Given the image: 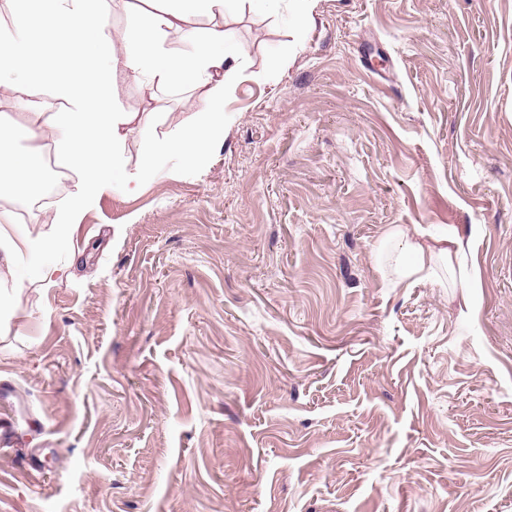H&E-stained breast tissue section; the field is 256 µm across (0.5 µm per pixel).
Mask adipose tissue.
Listing matches in <instances>:
<instances>
[{"instance_id":"adipose-tissue-1","label":"adipose tissue","mask_w":512,"mask_h":512,"mask_svg":"<svg viewBox=\"0 0 512 512\" xmlns=\"http://www.w3.org/2000/svg\"><path fill=\"white\" fill-rule=\"evenodd\" d=\"M121 34H113L107 19L112 0H0L10 14L0 25V93L33 121L0 129V184H21L38 170L43 145L51 143L68 167L78 174L75 189L59 224L57 245H66L70 219L88 208L123 172V145L128 134L149 124L150 118L121 111L111 93L113 74L123 73L155 87L193 83L210 87L193 126L180 137L155 141L141 158L138 181L152 178L158 159L181 157L205 164L212 145L224 137V104L220 95L235 74L243 50L219 19L238 4L276 14L282 0H140ZM204 20L203 28L185 31L189 52L163 48L167 32L183 29L188 19ZM50 35L65 50L55 66L41 65L35 56V36ZM62 102L46 109L47 99ZM14 214L0 211V266L11 269L31 260L37 275L51 279L58 266L44 262L47 245L14 227ZM384 243L393 245L394 285L426 273L432 261L446 264L462 259L465 241L450 234L431 242L413 238L402 226L389 228Z\"/></svg>"}]
</instances>
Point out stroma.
<instances>
[{
  "label": "stroma",
  "mask_w": 512,
  "mask_h": 512,
  "mask_svg": "<svg viewBox=\"0 0 512 512\" xmlns=\"http://www.w3.org/2000/svg\"><path fill=\"white\" fill-rule=\"evenodd\" d=\"M225 23L208 163L112 185L65 248L60 196L24 230L66 276L0 273L26 316L0 326V512H512V0ZM111 88L154 115L128 177L207 92ZM394 225L458 232L471 288L437 262L389 287Z\"/></svg>",
  "instance_id": "1"
}]
</instances>
